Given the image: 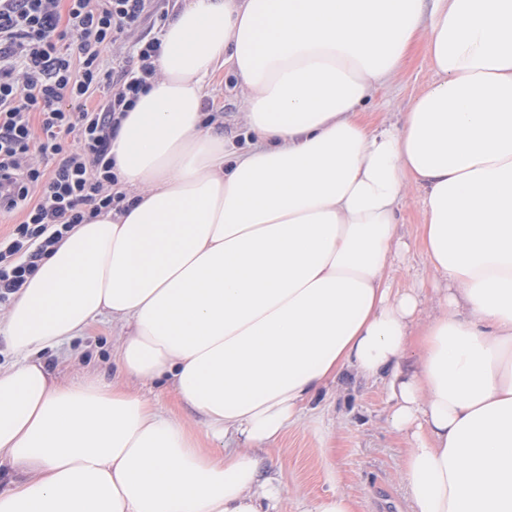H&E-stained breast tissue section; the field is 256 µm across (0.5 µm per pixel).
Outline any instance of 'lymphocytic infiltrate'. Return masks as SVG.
I'll return each instance as SVG.
<instances>
[{"label": "lymphocytic infiltrate", "mask_w": 512, "mask_h": 512, "mask_svg": "<svg viewBox=\"0 0 512 512\" xmlns=\"http://www.w3.org/2000/svg\"><path fill=\"white\" fill-rule=\"evenodd\" d=\"M170 0H0V304L65 233L119 207L110 156L157 76ZM111 60H104V49Z\"/></svg>", "instance_id": "lymphocytic-infiltrate-1"}]
</instances>
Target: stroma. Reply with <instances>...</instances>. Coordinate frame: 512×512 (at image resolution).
Here are the masks:
<instances>
[{
  "label": "stroma",
  "instance_id": "35a3bbf8",
  "mask_svg": "<svg viewBox=\"0 0 512 512\" xmlns=\"http://www.w3.org/2000/svg\"><path fill=\"white\" fill-rule=\"evenodd\" d=\"M432 78L426 44L416 42L396 79L377 89L363 107L361 121L371 129L402 122ZM204 102L214 108L210 115L213 132L223 134L228 145L245 146L250 133L243 94L229 67L215 72ZM424 222L420 195L410 191L400 207L398 232L411 251L391 269L395 287L411 288L431 277L423 251ZM42 359L62 380L91 373L108 384L123 382L112 365V325L106 321L94 323L84 336L73 340L67 358L48 351ZM140 391L153 408L183 421L199 436L202 448H211L202 417L182 403L166 381L142 385ZM310 408L305 423L288 428L256 452L260 480H272L282 489L281 512H298L302 498H317L334 489L351 499L353 512H406L402 475L408 441L389 421L385 381L339 378Z\"/></svg>",
  "mask_w": 512,
  "mask_h": 512
}]
</instances>
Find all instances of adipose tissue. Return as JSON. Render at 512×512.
Wrapping results in <instances>:
<instances>
[{"mask_svg": "<svg viewBox=\"0 0 512 512\" xmlns=\"http://www.w3.org/2000/svg\"><path fill=\"white\" fill-rule=\"evenodd\" d=\"M424 38L434 77L401 124L362 106ZM229 64L253 142L203 110ZM121 122L126 198L42 258L0 318V512H277L255 449L342 374L387 376L408 512H512V0H185ZM422 191L436 305L391 294ZM113 362L169 380L224 457L137 392L40 359L93 323Z\"/></svg>", "mask_w": 512, "mask_h": 512, "instance_id": "obj_1", "label": "adipose tissue"}]
</instances>
